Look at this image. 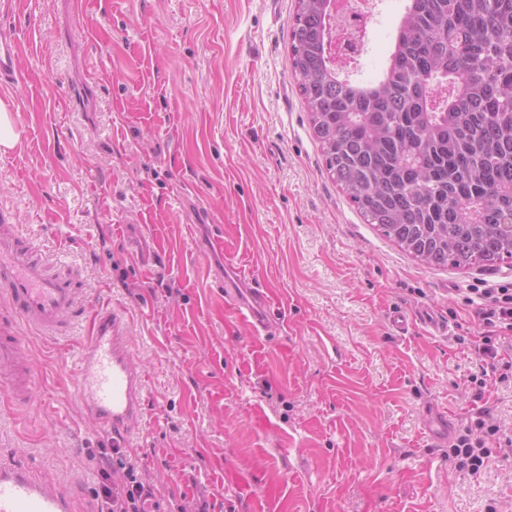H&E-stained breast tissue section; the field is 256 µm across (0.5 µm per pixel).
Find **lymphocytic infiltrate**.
<instances>
[{"instance_id": "f902f5d3", "label": "lymphocytic infiltrate", "mask_w": 512, "mask_h": 512, "mask_svg": "<svg viewBox=\"0 0 512 512\" xmlns=\"http://www.w3.org/2000/svg\"><path fill=\"white\" fill-rule=\"evenodd\" d=\"M477 294L485 300L476 312L485 329L475 343L481 371L469 376L466 388L478 407L448 448L449 461L470 474L485 467L492 448L512 447V434L493 423L490 404L492 387L512 382V282ZM97 495L104 512H148L155 493L124 449L114 448L99 470Z\"/></svg>"}]
</instances>
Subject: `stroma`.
Here are the masks:
<instances>
[{"mask_svg":"<svg viewBox=\"0 0 512 512\" xmlns=\"http://www.w3.org/2000/svg\"><path fill=\"white\" fill-rule=\"evenodd\" d=\"M296 0H0L27 75L0 151V211L85 300L122 308L147 378L129 449L210 512H512V451L477 474L430 446L423 411L461 425L479 332L471 289L512 259L435 267L363 217L325 170L289 62ZM352 80L384 72L406 0H373ZM249 273L269 330L234 318ZM424 305L452 333L395 335ZM87 324L27 337L34 398L0 403V461L95 501L109 436L73 395Z\"/></svg>","mask_w":512,"mask_h":512,"instance_id":"35a3bbf8","label":"stroma"}]
</instances>
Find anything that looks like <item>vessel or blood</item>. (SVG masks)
<instances>
[{"instance_id": "1", "label": "vessel or blood", "mask_w": 512, "mask_h": 512, "mask_svg": "<svg viewBox=\"0 0 512 512\" xmlns=\"http://www.w3.org/2000/svg\"><path fill=\"white\" fill-rule=\"evenodd\" d=\"M20 44L10 35L0 36V87L22 83ZM224 292L236 300L235 313L253 334L266 328L265 298L256 289L242 290L225 283ZM0 306L10 319L19 320L27 332L42 337L68 335L74 322L89 316L90 331L78 354L75 398L83 410L112 435V445L127 447L132 430L144 410L145 374L130 350V328L122 314L110 307L86 314L77 288V276L59 272L52 262L22 233L0 225ZM389 326L403 335L410 327L430 328L444 336L448 324L431 308H418L414 315L393 310ZM23 339L14 332L0 335V390L15 402L31 398L36 369L22 354ZM430 422L428 435L445 446L452 426L435 406L425 408ZM0 512H94L77 510L72 495L34 470L0 465Z\"/></svg>"}]
</instances>
